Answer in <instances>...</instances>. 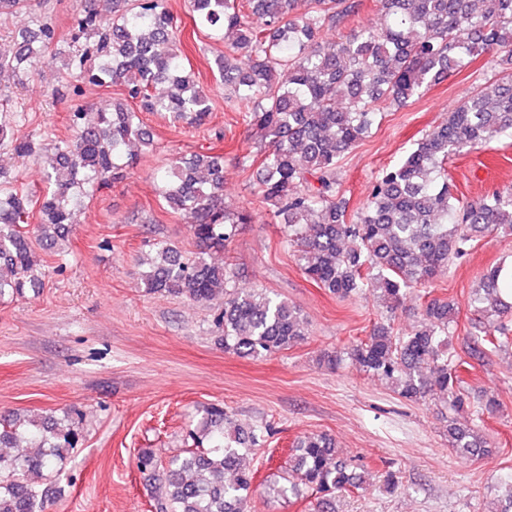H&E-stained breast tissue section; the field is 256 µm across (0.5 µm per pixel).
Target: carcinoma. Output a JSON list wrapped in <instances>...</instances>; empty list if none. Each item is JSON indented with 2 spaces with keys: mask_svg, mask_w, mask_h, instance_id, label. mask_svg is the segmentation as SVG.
Wrapping results in <instances>:
<instances>
[{
  "mask_svg": "<svg viewBox=\"0 0 512 512\" xmlns=\"http://www.w3.org/2000/svg\"><path fill=\"white\" fill-rule=\"evenodd\" d=\"M189 0L195 24L224 40L215 58L224 87L242 105L243 123L263 145L259 195L275 224L296 249L303 273L330 294L348 299L369 293L386 312L430 283L486 233L512 235V191H494L465 201L448 179V161L498 136H512V0H377L381 22L343 29L360 13L361 0ZM37 0H0V16L31 12ZM54 27L24 31L0 43V78L21 80L55 40ZM67 70L81 84L120 85L146 112H167L192 128L204 124L213 104L177 47L176 24L165 0H80L71 34ZM504 68L470 91L441 118L405 158L383 170L371 184L354 219L338 198L339 157L367 138L382 112L404 106L428 87L463 71L490 51ZM167 83L170 90L157 92ZM73 134L46 157L48 191L40 219L28 230L33 199L0 172V299L38 288L46 249L67 237L89 188L109 186L136 167L152 144L137 112L123 103L87 102L69 115ZM24 160L37 155L35 143L0 122V148ZM158 194L171 211L189 219L200 251L190 257L153 243L157 261L143 275L148 293H168L195 303L224 297L215 323L224 329V351L262 358L284 352L307 335L301 310L263 288L234 286L223 251L250 224L252 211L224 203V159L219 155L176 158L156 172ZM505 263L490 267L473 289L467 355L512 348V280L501 279ZM457 307L437 297L424 302L420 328L402 334L385 323L365 339L320 361L334 369L349 359L360 370L391 383L411 402L427 397L448 409V441L462 456L489 453L487 438L457 422L472 407L492 414L499 401L464 387V361L448 356L449 329ZM223 407L204 410L189 436L195 447L167 460L141 450L136 466L158 481L157 512H246L255 472L246 458L260 450V430L226 429ZM77 431L60 430L46 418L22 421L0 416V512H44L45 496L27 483L30 473L55 475L58 462L75 447ZM294 480L268 486L274 498L301 488L335 493L359 488L328 434H311L291 449ZM487 512H512V475Z\"/></svg>",
  "mask_w": 512,
  "mask_h": 512,
  "instance_id": "obj_1",
  "label": "carcinoma"
}]
</instances>
